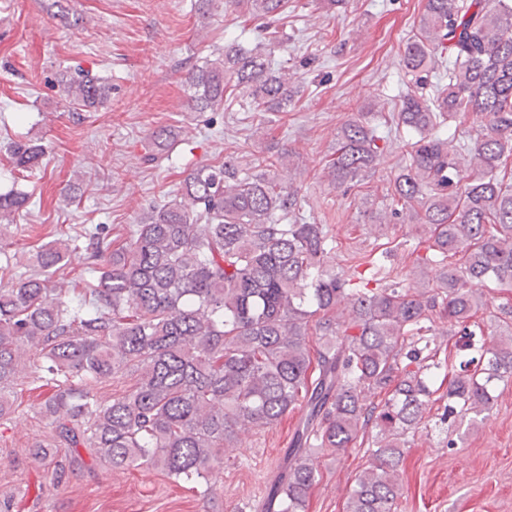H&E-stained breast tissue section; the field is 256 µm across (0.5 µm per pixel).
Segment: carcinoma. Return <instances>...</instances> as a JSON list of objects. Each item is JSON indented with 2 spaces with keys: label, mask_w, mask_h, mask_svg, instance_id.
<instances>
[{
  "label": "carcinoma",
  "mask_w": 512,
  "mask_h": 512,
  "mask_svg": "<svg viewBox=\"0 0 512 512\" xmlns=\"http://www.w3.org/2000/svg\"><path fill=\"white\" fill-rule=\"evenodd\" d=\"M257 19L276 20L288 0H227ZM421 38L402 65L416 89L401 100L397 126L413 134L393 180L390 214H415L426 250L442 266L428 290L398 281L351 277L328 264L336 240L327 225L300 214L298 193L270 175L288 154L257 159L259 172L228 160L197 164L181 200L152 208L124 241L87 233L97 274L88 288L57 287L68 258L60 237L32 255L33 272L0 286V421L30 388L42 429L22 449L48 487L103 462L143 466L214 493L210 473L239 432L277 426L304 411L263 512H307L319 480L315 459L335 456L375 428L368 465L355 479L346 512H396L409 435L425 423L440 346L434 318L448 319L489 346L448 374V411L473 425L493 406L489 388L512 375V307H489L483 288H512V0H425ZM438 60L446 83L420 85ZM196 112L224 107L246 90L249 112H286L300 86L274 69L267 48L240 46L189 70ZM109 86L79 72L64 81L71 112L104 104ZM365 118L347 121L329 163L331 182L351 188L389 145ZM17 169L37 166L44 148L13 149ZM0 194V224L27 203ZM349 308V321L330 317ZM316 345L310 346V338ZM133 377L119 394L102 385Z\"/></svg>",
  "instance_id": "1"
}]
</instances>
